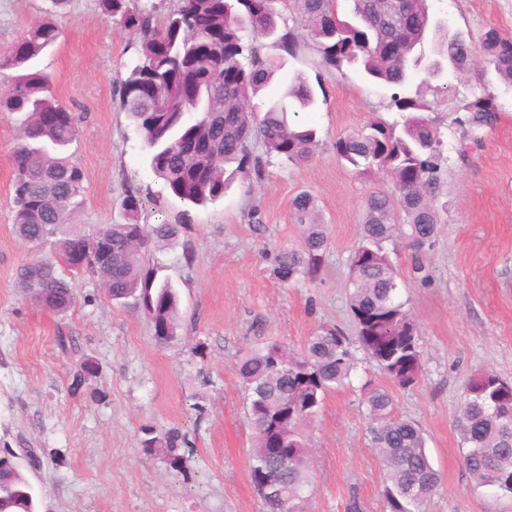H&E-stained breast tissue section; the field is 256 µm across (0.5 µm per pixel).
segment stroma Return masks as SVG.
<instances>
[{"label":"stroma","instance_id":"stroma-1","mask_svg":"<svg viewBox=\"0 0 512 512\" xmlns=\"http://www.w3.org/2000/svg\"><path fill=\"white\" fill-rule=\"evenodd\" d=\"M430 12L479 42L492 28L512 36V0H428ZM280 28L298 35L287 70L317 84V105L299 119L317 129L310 158H269L261 177L235 183L224 198L196 208L170 195L145 164L141 136L120 110L119 89L135 43L106 20L97 0H0V51L30 26L53 21L56 46L40 68L55 97L82 120L72 145L84 172L79 221L90 228L124 220L128 188L142 190L140 221L175 224V241L153 245L151 265L177 289L182 312L176 338L159 342L144 312L113 303L94 277L77 281L76 302L58 313L17 286V271L51 258L14 232L13 149L16 116L0 113V448L33 449L42 464L26 469L39 512H263L249 476L252 430L246 393L235 372L256 345L303 347L320 325L353 329L346 282L360 241L368 197L389 192L387 172L359 173L337 158V137L375 118L394 123L391 87L351 66L323 65L304 35L299 13L280 6ZM422 94L442 143L440 183L432 196L439 215L432 248L421 253L429 278L413 271L411 250L392 261L398 298L418 328L417 382L401 388L369 360L352 385L329 393L307 433L313 483L302 512H386L381 464L361 407L368 380L389 389L400 416L415 421L441 486L423 512H512V503L474 491L453 428L467 380L489 372L512 380V84L475 62L461 78L410 83ZM490 95L499 112L479 145L459 155V98ZM309 193L328 226L319 278L284 285L272 278V250L301 242L291 203ZM194 251L183 259L184 246ZM71 340L60 348L59 337ZM185 433L188 471H170L143 454L146 427Z\"/></svg>","mask_w":512,"mask_h":512}]
</instances>
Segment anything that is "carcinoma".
Returning a JSON list of instances; mask_svg holds the SVG:
<instances>
[{"mask_svg":"<svg viewBox=\"0 0 512 512\" xmlns=\"http://www.w3.org/2000/svg\"><path fill=\"white\" fill-rule=\"evenodd\" d=\"M278 2L180 0L178 8L160 16L155 6L139 0H99L102 14L137 39V59L127 66L120 87V108L149 149L151 172L175 197L204 207L221 199L234 181L261 176L267 157H309L315 128L288 119L289 113L309 112L316 104L314 88L303 73H288L281 96L265 112L253 103L285 63L283 57L265 55L260 46L245 41L244 33L271 38L290 56L296 52L294 33L278 28ZM351 2L347 19L339 16L338 0H295V5L323 64L335 69L356 65L368 78L397 89L391 105L404 115L401 124L376 119L334 144L336 155L355 169L389 172L396 193L380 192L368 199L361 239L350 260L349 305L357 336L321 325L297 352L269 341L251 349L237 365L253 430L249 477L268 512H293V503L309 486L310 448L303 426L317 415L327 393L350 383L358 364L354 346L395 385L404 388L418 378L417 329L396 299L398 271L385 244L404 237L416 252L433 245L438 220L431 194L442 151L424 115L428 103L398 90L418 72L429 42L452 76L472 64L471 45L464 38L448 37V30L430 14L427 0ZM212 28L224 30V45L201 56L196 47ZM58 38L53 23L41 22L0 53V70L11 72L0 92V112L24 114L14 150L15 231L26 242L48 243L53 250L52 260H35L19 269V287L41 306L67 311L76 284L66 271L80 256L113 301L134 300L155 338L166 341L179 327L178 293L157 279V269L143 251L152 241L176 239L178 228L140 223L142 197L132 189L121 202L125 222L94 230L77 223L84 173L68 148L76 138L79 116L55 98L50 75L36 65ZM480 51L493 56L496 73L512 84V37L490 29ZM457 109L464 112L458 118L466 127L464 154L468 137L494 127L498 111L488 95L465 97ZM253 141L261 144L264 155H252ZM292 210L302 243L270 257L272 275L284 284L320 276L327 240V224L309 194L295 197ZM399 212L406 217L404 226L395 223ZM102 237L112 242L110 265L91 263ZM362 406L384 467L386 512H422L440 487L422 431L396 414L389 391L369 381L363 385ZM455 429L475 489L512 499V381L489 372L471 378ZM184 444L186 436L175 427L149 428L141 448L181 473L187 462L181 453ZM17 459L8 448L0 451V512H38L34 487Z\"/></svg>","mask_w":512,"mask_h":512,"instance_id":"cac0c4a2","label":"carcinoma"}]
</instances>
